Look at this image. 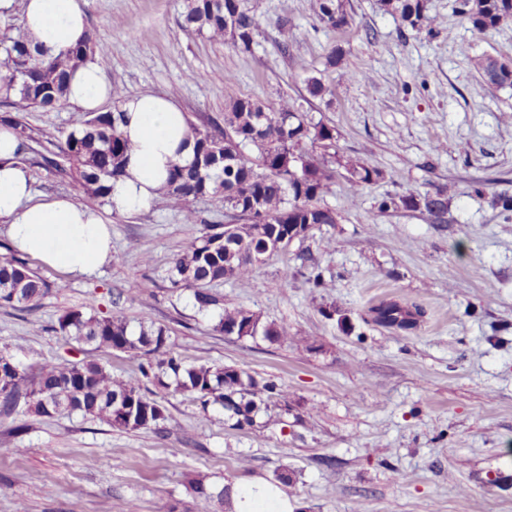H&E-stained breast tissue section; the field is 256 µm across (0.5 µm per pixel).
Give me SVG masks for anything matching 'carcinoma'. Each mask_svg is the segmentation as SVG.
<instances>
[{"label": "carcinoma", "instance_id": "carcinoma-1", "mask_svg": "<svg viewBox=\"0 0 512 512\" xmlns=\"http://www.w3.org/2000/svg\"><path fill=\"white\" fill-rule=\"evenodd\" d=\"M184 5L187 26L211 38L228 40L237 49L251 50L260 28L251 0H184ZM378 5L417 33L433 28L426 0H378ZM462 6L461 14L479 33L495 30L512 17V0H462ZM316 13L328 28L347 24L342 0H317ZM106 52V45L92 34L83 44L58 55L32 43L20 29L0 36V104L16 112L7 122L21 139L23 151L32 150L34 143L49 144L41 155L43 166L69 176L79 199L91 206L105 204L107 183L123 174L128 146L121 130V109L86 113L58 143L39 136L21 113L55 108L65 100L70 72ZM472 64L482 85H512V67L503 61L482 54L474 57ZM188 127L192 160L170 165L163 194L185 223L200 224L203 232L172 260L167 272L170 287L192 291L200 311L223 309L216 325L219 332L239 338L286 339L288 326L264 323L249 309H226L224 299L212 288L226 279L249 278L257 268L251 254L275 253L276 243L290 232L303 239L318 224L336 223V213L321 205L336 168L346 171L353 195L375 181L379 173L336 152L318 158L306 151L309 141L333 147L336 131L313 122L287 99L271 109L257 99L233 98L224 113V132L191 121ZM206 197L220 198L224 210L239 220L231 232L203 217L197 202ZM400 206L422 209L433 223L444 224L448 195L443 190L425 195L409 191L384 197L379 210ZM63 288L62 283L50 284L41 278L28 260L12 253L0 256V306L35 308L51 290ZM375 311V324L406 330L416 327L413 316H422L418 306L392 301L370 308ZM55 332L67 342L159 355L149 367L160 386L173 385L203 405L221 403L239 427L252 423L251 413L258 403L287 399L277 383L261 384L233 366L185 364L165 350L166 331L161 327L142 325L136 333L121 316L70 310L58 318ZM22 399L43 416L75 413L125 429L148 428L166 420L158 401L142 393L136 383L114 377L99 363L46 362L29 373L12 367L11 358L0 354V414H10ZM188 486L198 512H210V488L196 478L189 479Z\"/></svg>", "mask_w": 512, "mask_h": 512}]
</instances>
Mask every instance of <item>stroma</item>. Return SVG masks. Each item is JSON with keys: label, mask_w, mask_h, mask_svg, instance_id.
Segmentation results:
<instances>
[{"label": "stroma", "mask_w": 512, "mask_h": 512, "mask_svg": "<svg viewBox=\"0 0 512 512\" xmlns=\"http://www.w3.org/2000/svg\"><path fill=\"white\" fill-rule=\"evenodd\" d=\"M315 4L253 0L261 27L246 52L187 29L183 0H86L119 96L172 92L200 125L223 122L233 97L271 107L287 98L335 127L337 150L380 177L355 196L337 177L322 200L335 223L293 243L316 260L323 287L309 269L284 274L281 255L218 286L226 307L287 325L284 341L217 332V313L170 291L171 261L201 227L162 198L125 214L100 206L112 259L94 275L33 261L64 288L30 311L0 306V353L30 372L46 361L100 363L153 393L168 419L125 430L18 404L0 415V512H127L132 502L139 512L169 503L197 512L187 475L217 491L284 469L293 512H512V217L494 204L512 194V86L481 88L470 64L481 54L512 60V21L480 34L462 22L461 0H428L438 25L418 36L377 0H346L347 25L331 29ZM335 48L349 79L327 65ZM310 77L328 87L324 98L308 94ZM445 186L446 223L378 209L386 195ZM384 301L419 305L418 327L373 323L369 310ZM332 306L346 324L324 316ZM92 308L166 328L185 363L274 380L288 404L238 430L221 406L156 387L141 372L148 356L58 340L64 312Z\"/></svg>", "instance_id": "35a3bbf8"}]
</instances>
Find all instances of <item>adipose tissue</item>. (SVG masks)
<instances>
[{"mask_svg": "<svg viewBox=\"0 0 512 512\" xmlns=\"http://www.w3.org/2000/svg\"><path fill=\"white\" fill-rule=\"evenodd\" d=\"M20 12L26 34L52 53L83 41L89 25L82 0H0V15ZM112 97L97 61L72 75L66 100L95 112ZM122 128L130 143L124 174L112 181L113 211L148 207L165 183L170 162L189 160L182 144L189 134L184 112L168 93L146 92L125 98ZM21 143L9 124H0V220L7 224L14 248L73 277L90 276L112 258V235L93 206L67 196L44 201L34 195L27 169L18 161ZM232 512H292L275 484L239 483L229 489Z\"/></svg>", "mask_w": 512, "mask_h": 512, "instance_id": "ef3b65f1", "label": "adipose tissue"}]
</instances>
